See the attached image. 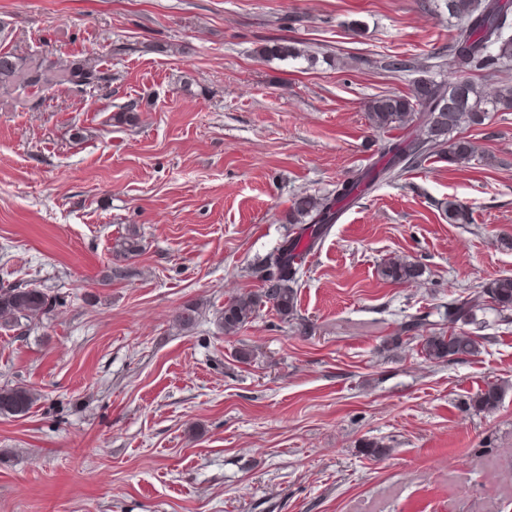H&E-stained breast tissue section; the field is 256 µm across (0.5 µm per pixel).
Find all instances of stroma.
I'll use <instances>...</instances> for the list:
<instances>
[{"label":"stroma","instance_id":"stroma-1","mask_svg":"<svg viewBox=\"0 0 512 512\" xmlns=\"http://www.w3.org/2000/svg\"><path fill=\"white\" fill-rule=\"evenodd\" d=\"M0 23V50L94 51L112 71L108 93L0 107V284L65 298L0 329V386L35 398L0 414V512H512V317L482 312L479 352L445 364L391 343L415 316L447 329L451 291L512 275V112L466 129L469 165L436 147L350 205L306 259L297 320L217 325L297 195L423 137L372 130L366 103L451 75L442 0H0ZM277 38L316 62L259 56ZM396 54L415 71H384ZM130 101L135 124L115 123ZM451 199L471 223L448 222ZM395 255L418 282L381 277ZM492 382L498 410L466 411ZM365 439L389 456H362Z\"/></svg>","mask_w":512,"mask_h":512}]
</instances>
